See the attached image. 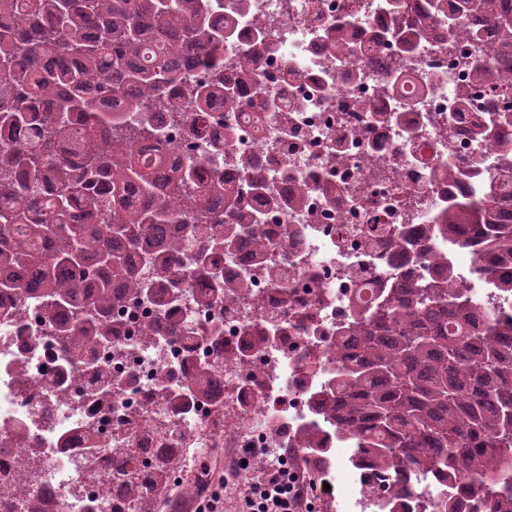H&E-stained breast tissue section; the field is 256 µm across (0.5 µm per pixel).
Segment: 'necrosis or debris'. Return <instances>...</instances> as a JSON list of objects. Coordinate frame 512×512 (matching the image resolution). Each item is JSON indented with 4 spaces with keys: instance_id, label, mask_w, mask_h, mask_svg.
<instances>
[{
    "instance_id": "1",
    "label": "necrosis or debris",
    "mask_w": 512,
    "mask_h": 512,
    "mask_svg": "<svg viewBox=\"0 0 512 512\" xmlns=\"http://www.w3.org/2000/svg\"><path fill=\"white\" fill-rule=\"evenodd\" d=\"M224 0L215 21L232 18L233 41L224 45L225 83L238 86L242 103L228 111L216 99L205 139L224 145L225 181L242 192V204L256 212L270 239L255 257L248 234H240L234 256L224 264L228 280L244 279L246 298L197 306L207 280H189L175 305L157 308L136 299L113 310L121 325L110 344L77 355L67 387L57 383L61 357L48 326L28 314L24 321H0V447L12 432L26 447L0 454V512H27L24 500L5 495L16 465L29 451L43 464L36 476L49 512H110L121 500L118 483L89 479L107 471L108 451L117 463L148 471L157 450L176 463L205 471L209 448L235 449L242 473L277 468L295 480L305 506L318 512L334 498L338 506L371 507L361 487L364 474L336 469L333 450L345 435L315 406L336 368V338L354 318L358 302H371L385 288L428 272L426 248L447 254L459 281L477 305L494 303L512 314V293L494 279H474L479 264L460 232L435 244L419 241L414 253H394L399 233H418L452 201L482 199L500 190L503 158L512 153V127L480 139L478 116L512 112V86L502 74L512 57L494 59L485 87L470 86L471 66L491 57L499 40L496 21L462 8V0ZM441 9V22L425 27L414 49L392 33L405 21ZM475 31L460 40L456 29ZM348 42L330 49L337 29ZM251 54L254 76L268 91L254 97L233 60ZM457 176L443 179L448 166ZM289 168L288 178L278 175ZM312 177L306 204L288 207L296 185ZM270 187L276 204L257 198L253 181ZM282 274L290 309L282 311L271 288ZM191 318L194 351L186 339L165 335L168 320ZM261 329L258 347L239 364L222 362L205 332L222 328L223 349L240 346L244 327ZM133 377L122 393L106 398L96 370ZM218 372L224 386L217 399L199 398L189 410L171 409L166 393L199 371ZM166 391H159V379ZM317 433L328 457L303 463L286 456L305 430ZM99 452H88V435ZM343 492L330 496L329 485Z\"/></svg>"
}]
</instances>
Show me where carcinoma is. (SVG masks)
I'll return each instance as SVG.
<instances>
[{"label": "carcinoma", "mask_w": 512, "mask_h": 512, "mask_svg": "<svg viewBox=\"0 0 512 512\" xmlns=\"http://www.w3.org/2000/svg\"><path fill=\"white\" fill-rule=\"evenodd\" d=\"M195 0H0V127L16 143L0 148V291L30 301L54 323L61 357L108 343L120 332L112 308L148 297L162 306L183 291L182 239L169 225L189 224L195 236L219 239L198 249L191 275L212 288L200 305L247 294L224 280L221 256L247 232L257 253L267 238L256 217L239 207L237 188L213 178L198 185L195 165L171 175L169 193L156 194L154 172L163 156L146 143L160 139L151 112H205L220 92L229 108L240 102L220 76L219 55L231 24L217 28ZM502 33L493 50L512 56V18L496 17ZM140 99L130 120L100 107L121 100L129 85ZM512 126V112L479 126L482 138ZM222 198L232 226L212 212ZM512 195L459 202L426 224L433 235L464 228L480 250L497 258L479 266L512 293ZM115 242L148 250L135 265ZM423 280L387 290L353 322L356 343L336 338V372L318 407L347 431L350 463L373 472L370 498L381 512H407L426 483L441 492L432 512H512V315L487 305L473 312L470 289L446 261ZM221 379L208 371L168 395L186 407L216 394ZM304 454L320 452L304 431ZM114 480L138 501L134 473ZM15 490L27 512H43L27 476Z\"/></svg>", "instance_id": "cac0c4a2"}]
</instances>
